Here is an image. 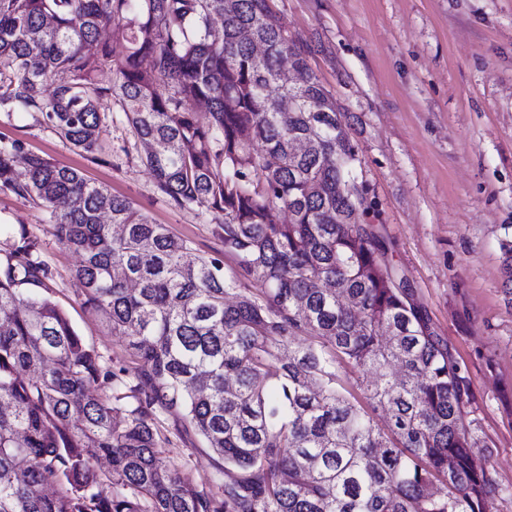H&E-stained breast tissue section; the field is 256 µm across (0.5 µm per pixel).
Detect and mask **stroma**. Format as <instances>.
Masks as SVG:
<instances>
[{"label":"stroma","instance_id":"1","mask_svg":"<svg viewBox=\"0 0 512 512\" xmlns=\"http://www.w3.org/2000/svg\"><path fill=\"white\" fill-rule=\"evenodd\" d=\"M276 16L307 42L310 62L336 96L358 148L357 172L374 200L386 259L410 286L470 382L466 419L476 454L497 486L495 512H512V303L503 288L501 244L512 240V0H275ZM86 154L35 114L0 112V145L80 170L126 197L196 255L236 268L209 221L171 206L154 187L123 114ZM38 204L0 189V272L13 245L31 241L48 268L47 296L68 313L103 365H135L125 337L83 306L78 256L50 233ZM179 468L200 478L219 460L179 416L160 414Z\"/></svg>","mask_w":512,"mask_h":512}]
</instances>
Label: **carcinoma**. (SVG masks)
<instances>
[{
  "label": "carcinoma",
  "instance_id": "cac0c4a2",
  "mask_svg": "<svg viewBox=\"0 0 512 512\" xmlns=\"http://www.w3.org/2000/svg\"><path fill=\"white\" fill-rule=\"evenodd\" d=\"M310 55L274 0H0V111L95 154L112 102L156 190L212 216L237 264L187 262L190 242L128 199L35 154L20 178L16 145L0 147V187L41 201L80 256L84 304L145 365L121 391L66 312L26 289L48 279L34 245L14 249L0 512H493L469 381L367 231L372 203L347 187L357 147ZM158 411L224 465L200 482L176 468Z\"/></svg>",
  "mask_w": 512,
  "mask_h": 512
}]
</instances>
